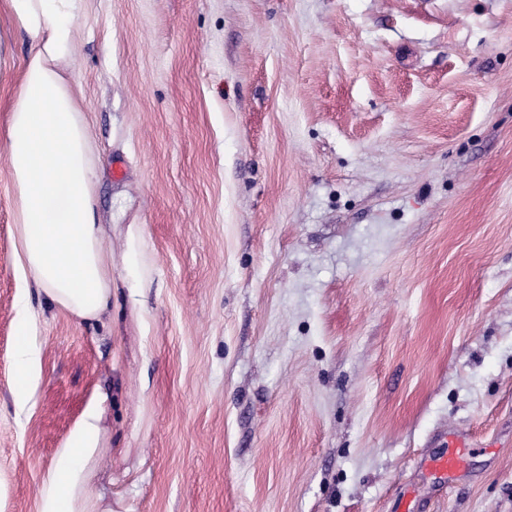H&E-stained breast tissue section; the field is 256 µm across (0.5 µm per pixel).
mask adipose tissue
<instances>
[{
    "mask_svg": "<svg viewBox=\"0 0 512 512\" xmlns=\"http://www.w3.org/2000/svg\"><path fill=\"white\" fill-rule=\"evenodd\" d=\"M13 25L34 42L8 120L7 162L15 211V268L52 307L99 322L112 298V251L96 220V149L62 66L72 56L85 0H0ZM22 316L30 314L20 297ZM29 321L14 354L15 413H29L40 350ZM101 401L82 411L42 474L36 512H112L94 492L106 449Z\"/></svg>",
    "mask_w": 512,
    "mask_h": 512,
    "instance_id": "obj_1",
    "label": "adipose tissue"
}]
</instances>
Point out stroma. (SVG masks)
Segmentation results:
<instances>
[{
    "instance_id": "1",
    "label": "stroma",
    "mask_w": 512,
    "mask_h": 512,
    "mask_svg": "<svg viewBox=\"0 0 512 512\" xmlns=\"http://www.w3.org/2000/svg\"><path fill=\"white\" fill-rule=\"evenodd\" d=\"M0 36L6 512L95 397L112 512H512V0H86L66 74L116 287L98 324L31 295L21 419L5 132L32 44ZM444 430L473 445L450 485L420 467ZM20 312L26 321L24 335L20 336L14 354L15 378L12 389L17 417L26 416L32 406L40 377V349L32 336L35 322L30 314L28 297L19 298Z\"/></svg>"
}]
</instances>
